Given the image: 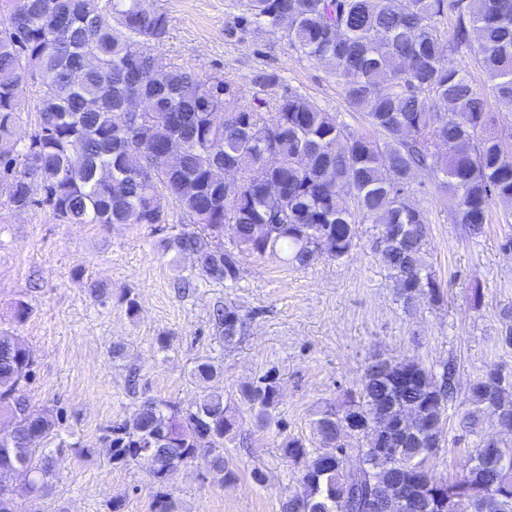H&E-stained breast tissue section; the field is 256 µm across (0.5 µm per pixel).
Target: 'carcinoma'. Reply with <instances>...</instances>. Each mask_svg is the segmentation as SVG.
Segmentation results:
<instances>
[{"label":"carcinoma","mask_w":512,"mask_h":512,"mask_svg":"<svg viewBox=\"0 0 512 512\" xmlns=\"http://www.w3.org/2000/svg\"><path fill=\"white\" fill-rule=\"evenodd\" d=\"M242 24L279 33L288 46L323 64L349 108L376 136L356 132L334 112L291 92L240 103L224 76L175 64L152 46L169 29L166 13L142 0H0V199L18 213L48 207L61 224L187 222L192 230L164 239L189 254L203 280L235 283L241 257H277L295 267L341 259L356 247L357 225H372L369 248L403 309L440 300L428 262L427 214L410 199L417 178L437 181L460 223L482 233L493 205L512 208V135L492 131L484 89L444 52L466 47L491 91L512 109V0H240ZM456 14L452 45L438 21ZM38 86L33 128L21 99ZM275 144L278 158L262 155ZM230 247H224V233ZM215 328L232 348L246 320L232 299L216 307ZM34 359L18 336L0 332V473L22 467L31 494H49L55 476L40 442L56 436L57 418L27 396ZM491 362L469 384L456 414L473 437L470 465L421 483L401 464L345 468L342 454L380 448L371 431L341 435L353 415L372 425L412 413L417 436L446 443L448 411L459 394V364L430 367L415 358L378 354L355 393L313 421L314 447L286 436L280 455L298 469L302 512H355L374 486L399 487L410 512H512V460L482 466L484 390ZM201 394L184 407L144 398L130 418L103 428L100 443L114 466L139 463L150 449L149 512H175L169 492L176 468L203 462L219 485L237 481L224 445L245 443L243 415L224 397L214 367L192 373ZM249 418L263 426L279 403L265 374L240 389ZM0 512H21L0 481Z\"/></svg>","instance_id":"cac0c4a2"}]
</instances>
